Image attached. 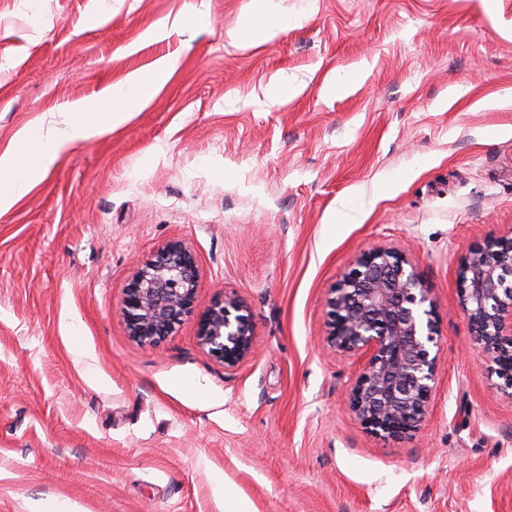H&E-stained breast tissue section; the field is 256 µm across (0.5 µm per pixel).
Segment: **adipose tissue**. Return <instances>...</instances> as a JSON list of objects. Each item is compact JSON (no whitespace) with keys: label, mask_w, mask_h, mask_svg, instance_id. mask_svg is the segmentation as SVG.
Masks as SVG:
<instances>
[{"label":"adipose tissue","mask_w":512,"mask_h":512,"mask_svg":"<svg viewBox=\"0 0 512 512\" xmlns=\"http://www.w3.org/2000/svg\"><path fill=\"white\" fill-rule=\"evenodd\" d=\"M252 16L238 29L237 42L248 48L272 41L288 27L302 26L299 17L280 13L275 0H254ZM175 58L157 59L149 68L128 73L99 95L70 107L65 128L35 124L20 129L0 151V216L38 184L69 144L91 139L126 123L141 111L174 76Z\"/></svg>","instance_id":"1"}]
</instances>
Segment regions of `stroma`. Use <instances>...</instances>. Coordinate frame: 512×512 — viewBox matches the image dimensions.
<instances>
[{"label":"stroma","mask_w":512,"mask_h":512,"mask_svg":"<svg viewBox=\"0 0 512 512\" xmlns=\"http://www.w3.org/2000/svg\"><path fill=\"white\" fill-rule=\"evenodd\" d=\"M275 2L308 22L244 49L230 34L251 0H0V150L178 58L147 107L69 145L0 217V512H230L218 480L250 512H512V397L457 275L512 237V0ZM275 78L302 90L272 102ZM174 241L197 257L195 312L143 347L123 289ZM383 246L406 250L440 322L431 413L402 443L349 411L362 363L325 342L329 288ZM227 294L255 331L233 372L197 340Z\"/></svg>","instance_id":"stroma-1"}]
</instances>
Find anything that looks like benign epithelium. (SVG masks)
Wrapping results in <instances>:
<instances>
[{
  "label": "benign epithelium",
  "mask_w": 512,
  "mask_h": 512,
  "mask_svg": "<svg viewBox=\"0 0 512 512\" xmlns=\"http://www.w3.org/2000/svg\"><path fill=\"white\" fill-rule=\"evenodd\" d=\"M461 302L475 345L500 389L512 397V238L490 239L460 259ZM200 274L182 242L146 262L124 288L120 311L127 335L154 345L193 312ZM326 344L363 361L348 393L351 413L374 436L413 438L429 414L439 374L440 324L432 289L404 251L382 247L359 255L329 289ZM254 326L234 295L197 322L199 344L232 372L254 354Z\"/></svg>",
  "instance_id": "obj_1"
}]
</instances>
